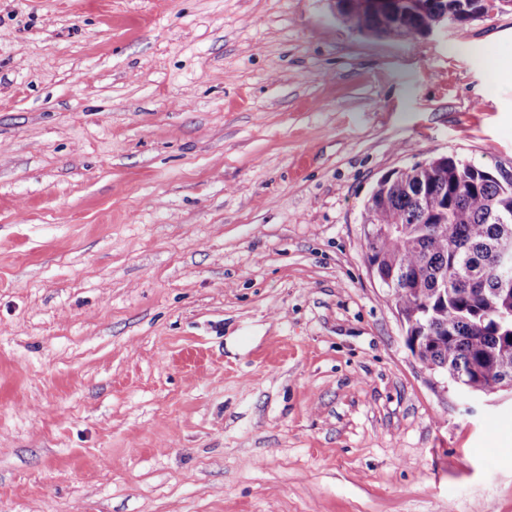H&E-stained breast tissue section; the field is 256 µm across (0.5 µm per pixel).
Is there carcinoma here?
<instances>
[{"label": "carcinoma", "instance_id": "1", "mask_svg": "<svg viewBox=\"0 0 512 512\" xmlns=\"http://www.w3.org/2000/svg\"><path fill=\"white\" fill-rule=\"evenodd\" d=\"M336 21L350 32L414 40L450 23L485 15V0H405L393 13L360 12L337 0ZM362 223L396 231L367 240V260L431 370L460 376L486 393L512 381V297L495 273L499 246L512 237V178L444 155L382 176Z\"/></svg>", "mask_w": 512, "mask_h": 512}]
</instances>
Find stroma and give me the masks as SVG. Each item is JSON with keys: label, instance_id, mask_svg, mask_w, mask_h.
<instances>
[{"label": "stroma", "instance_id": "stroma-1", "mask_svg": "<svg viewBox=\"0 0 512 512\" xmlns=\"http://www.w3.org/2000/svg\"><path fill=\"white\" fill-rule=\"evenodd\" d=\"M512 176V9L0 0V512H512V393L406 344L376 181ZM486 0H407L395 12H360L338 0L336 21L350 32L391 40H414L448 24L462 26L485 15ZM446 24V25H444ZM443 25V26H441ZM439 26V27H437ZM436 27V28H434Z\"/></svg>", "mask_w": 512, "mask_h": 512}]
</instances>
